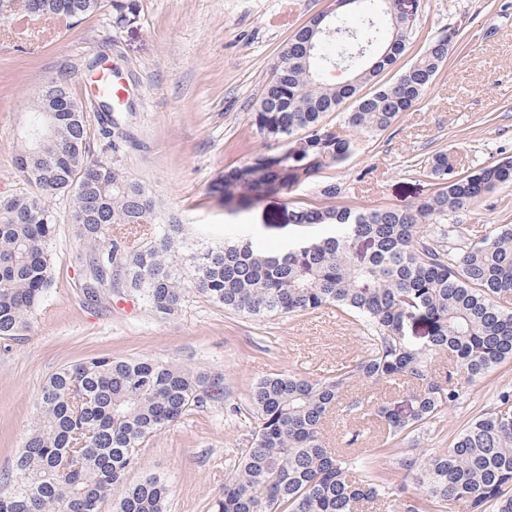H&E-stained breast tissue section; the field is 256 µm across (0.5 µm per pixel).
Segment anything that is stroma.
I'll use <instances>...</instances> for the list:
<instances>
[{
    "mask_svg": "<svg viewBox=\"0 0 512 512\" xmlns=\"http://www.w3.org/2000/svg\"><path fill=\"white\" fill-rule=\"evenodd\" d=\"M505 0H425L410 47L377 78L389 83L448 23L461 35L447 62L413 110L388 130L361 141L343 165L319 182L256 203L239 215L211 195L225 168L262 151L253 106L293 32L328 0H138L135 19L115 24L111 7L80 23L59 16L0 19V196L19 192L15 167L31 104L50 79L66 77L88 118L100 98L89 64H116L125 85L116 111L132 110L130 142L113 156L91 136L92 158L117 161L143 182L157 221L180 224L187 243L206 246L244 230L278 246L298 233L288 212L320 201L334 183L336 202L359 209L417 204L436 189L411 164L457 146V166L474 168L512 156V7ZM69 197L52 199L58 217L52 241L54 281L29 317L23 339L0 341V484L35 420V402L48 376L65 364L98 355L153 359L221 378L224 401L196 411L152 438L131 480L151 472L170 487L168 512H208L230 476L233 450L248 447L251 430L232 410L248 404L253 384L272 373L323 375L365 350L363 333L334 311L273 317L259 323L224 312L188 292L178 311L162 318L125 287L109 283L85 298L80 257L85 250L68 220ZM459 236L475 238L512 223V185L449 216ZM512 386V365L466 387L464 401L446 412L422 447L447 449L465 422L497 404Z\"/></svg>",
    "mask_w": 512,
    "mask_h": 512,
    "instance_id": "stroma-1",
    "label": "stroma"
}]
</instances>
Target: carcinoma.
I'll list each match as a JSON object with an SVG mask.
<instances>
[{
    "mask_svg": "<svg viewBox=\"0 0 512 512\" xmlns=\"http://www.w3.org/2000/svg\"><path fill=\"white\" fill-rule=\"evenodd\" d=\"M43 0L41 16L79 22L102 0ZM353 25V3L313 16L280 51L253 110L265 149L224 171L213 193L231 213L249 210L269 195L311 185L358 151L357 140L336 131L326 116L351 102L347 127L367 136L391 127L425 95L455 46L454 24L428 39L414 62L391 83L361 93L410 45L420 0L408 13L397 0H365ZM115 22L136 15V0H112ZM390 19L382 34L375 16ZM340 36L327 37L326 28ZM353 66L350 82L331 83L336 61ZM62 78L45 83L32 102L15 165L24 188L0 200V340H18L28 317L53 282L49 245L57 216L49 199L70 197L68 219L86 246L91 276L116 267L126 287L162 318L174 315L187 286L176 255L192 271L191 286L224 311L254 321L331 308L366 328L367 348L319 379L272 373L252 387L245 413L252 442L234 456L232 475L211 502V512H512V387L498 393L494 410L468 420L445 451L404 457L396 487L378 470L377 454L329 448L323 426L354 382L403 381L415 410L403 418L364 400L346 411L374 417L387 433L385 450L404 448L431 433L436 420L464 397V384L512 363V224H496L477 239L456 245L448 214L468 210L496 188L512 184V156L468 174L456 171L453 150L419 166L437 190L402 208L356 209L302 202L288 223L324 225L321 237L301 235L273 248L238 233L219 246L194 251L181 228L156 229L139 247L112 238V229L145 227L154 220L146 186L117 165L92 162L91 132L83 106L45 111ZM99 117L98 134L112 156L124 152L123 113L112 99ZM429 226V238L420 229ZM365 241L370 252L358 255ZM430 326L424 343L408 334V321ZM454 366L441 375L431 359ZM224 401L220 379L147 359L97 356L64 365L45 381L36 420L13 460L8 486H0V512H166L167 481L148 474L130 482L142 464L141 448L189 413ZM412 484L420 498L404 496Z\"/></svg>",
    "mask_w": 512,
    "mask_h": 512,
    "instance_id": "1",
    "label": "carcinoma"
}]
</instances>
